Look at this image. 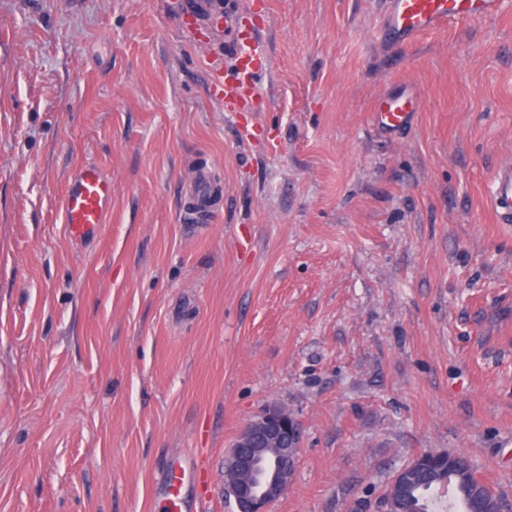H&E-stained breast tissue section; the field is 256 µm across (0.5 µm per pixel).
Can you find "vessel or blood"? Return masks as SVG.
<instances>
[{"label": "vessel or blood", "mask_w": 512, "mask_h": 512, "mask_svg": "<svg viewBox=\"0 0 512 512\" xmlns=\"http://www.w3.org/2000/svg\"><path fill=\"white\" fill-rule=\"evenodd\" d=\"M503 0H383L379 33L383 41L394 46L416 42L423 35L441 29L451 22H466L499 15ZM234 67L229 74L214 72L216 84L224 88L228 107L243 104L254 93L255 79L261 70L262 51L255 34L236 28L233 42ZM420 106L419 94L409 85L391 83L376 97L373 116L378 129L396 135L411 125ZM197 205L185 220L190 224H208L214 217L209 205L212 195L211 175L200 168L187 186ZM490 205L497 223L512 224V161L495 170L490 185ZM112 206V181L95 164L86 163L68 178L61 198L60 214L70 240L82 244L104 223ZM185 474L180 464H172L163 472L156 490L169 501L176 512H184L182 494Z\"/></svg>", "instance_id": "1"}]
</instances>
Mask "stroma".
Returning a JSON list of instances; mask_svg holds the SVG:
<instances>
[{"label": "stroma", "mask_w": 512, "mask_h": 512, "mask_svg": "<svg viewBox=\"0 0 512 512\" xmlns=\"http://www.w3.org/2000/svg\"><path fill=\"white\" fill-rule=\"evenodd\" d=\"M268 65L224 108L231 30L186 0H0V512H236L224 454L268 405L298 419L272 512L377 504L424 450L512 506V0L407 47L379 0H238ZM416 85L409 131L375 97ZM112 208L80 249L83 163ZM206 166L216 217L184 221ZM490 205L499 224H512V161L495 170L490 185ZM112 206V180L95 164L85 163L68 178L60 214L70 240L78 246L104 224ZM454 454L452 450H441V451H431L430 454L422 455L418 454L414 456L411 460H409L406 464L402 465L394 474L391 481L389 483H396L404 479L407 472L415 469L420 468L423 465L430 464L433 462H444L448 460V457ZM184 472L185 470L178 463L168 466L156 487L157 494L164 497L175 509L179 510L177 512H184L186 508V502L182 494L185 486Z\"/></svg>", "instance_id": "35a3bbf8"}]
</instances>
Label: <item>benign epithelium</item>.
Segmentation results:
<instances>
[{
  "label": "benign epithelium",
  "instance_id": "benign-epithelium-1",
  "mask_svg": "<svg viewBox=\"0 0 512 512\" xmlns=\"http://www.w3.org/2000/svg\"><path fill=\"white\" fill-rule=\"evenodd\" d=\"M301 439V426L296 417L278 405L265 407L241 430L225 456L226 473L236 476L224 482V492L233 497L237 512H270V507L288 490L293 481ZM278 448L280 455L274 468L266 473L261 487L253 475L258 467L255 449ZM451 450L418 454L402 465L391 482L404 479L407 472L433 462H444Z\"/></svg>",
  "mask_w": 512,
  "mask_h": 512
}]
</instances>
